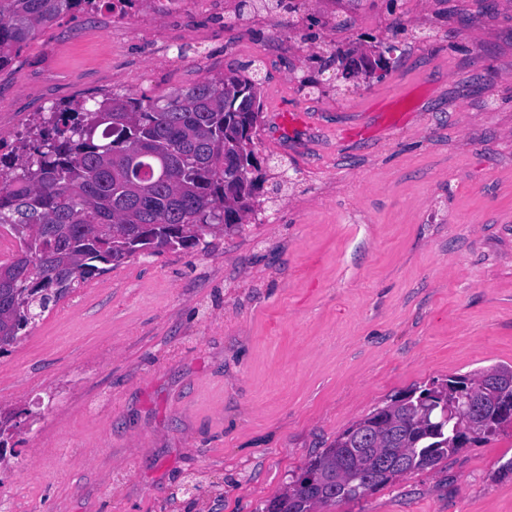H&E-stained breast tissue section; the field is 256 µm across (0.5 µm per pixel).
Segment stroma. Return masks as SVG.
I'll return each instance as SVG.
<instances>
[{"instance_id": "35a3bbf8", "label": "stroma", "mask_w": 512, "mask_h": 512, "mask_svg": "<svg viewBox=\"0 0 512 512\" xmlns=\"http://www.w3.org/2000/svg\"><path fill=\"white\" fill-rule=\"evenodd\" d=\"M355 8L407 25L365 79L320 65L369 42L352 26L271 53L284 12L163 20L205 43L132 34L117 57L106 16L73 12L0 71L6 141L63 102L259 76L256 150L288 177L239 230L88 279L0 356V512H263L392 396L512 365V0ZM310 77L313 107L292 90ZM384 101L399 118L382 126ZM284 108L305 123L283 128ZM511 459L509 428L335 510L512 512Z\"/></svg>"}]
</instances>
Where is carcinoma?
I'll use <instances>...</instances> for the list:
<instances>
[{"instance_id":"1","label":"carcinoma","mask_w":512,"mask_h":512,"mask_svg":"<svg viewBox=\"0 0 512 512\" xmlns=\"http://www.w3.org/2000/svg\"><path fill=\"white\" fill-rule=\"evenodd\" d=\"M82 0H0V70ZM262 82L234 72L186 92L112 94L33 120L0 155V227L18 249L0 263V354L29 323L104 266L138 256L209 246L224 214L261 206L255 137ZM500 365L396 395L336 436L291 477L265 512H321L357 500L406 474L433 468L465 443L493 436L512 419L470 427L448 408L480 396ZM399 469H377V459Z\"/></svg>"}]
</instances>
